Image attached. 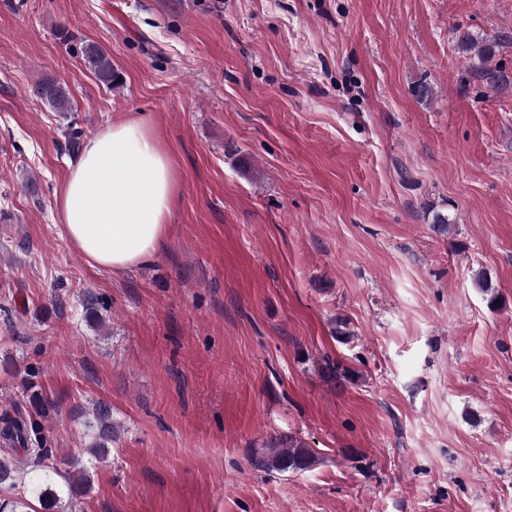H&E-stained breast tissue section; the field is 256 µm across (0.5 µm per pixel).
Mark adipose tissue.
Wrapping results in <instances>:
<instances>
[{
	"label": "adipose tissue",
	"mask_w": 512,
	"mask_h": 512,
	"mask_svg": "<svg viewBox=\"0 0 512 512\" xmlns=\"http://www.w3.org/2000/svg\"><path fill=\"white\" fill-rule=\"evenodd\" d=\"M175 198L169 155L148 124L129 117L85 141L56 207L63 234L88 264L123 273L157 253Z\"/></svg>",
	"instance_id": "adipose-tissue-1"
}]
</instances>
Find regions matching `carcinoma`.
I'll list each match as a JSON object with an SVG mask.
<instances>
[{
  "label": "carcinoma",
  "mask_w": 512,
  "mask_h": 512,
  "mask_svg": "<svg viewBox=\"0 0 512 512\" xmlns=\"http://www.w3.org/2000/svg\"><path fill=\"white\" fill-rule=\"evenodd\" d=\"M459 48L465 52H473L482 59L487 60L493 53L491 46L481 44L465 35L459 41ZM85 59L99 80L108 87L116 85L118 77L112 69V62L99 47L88 45L84 49ZM36 94L45 100L57 112L71 111V101L66 88L56 84L54 80H45L37 84ZM96 431L91 437L88 452L95 462H100L109 455V445L116 438L112 426V417L105 407L95 410ZM0 443L14 450L23 449L29 456L44 467L43 475L31 479L29 482L18 481L21 467L13 459L0 458V484H4L17 491V498L12 501V512H32L30 500L38 502L41 512H59L62 503V494L73 500L82 495L89 486L86 469L77 468L69 474L66 489H61L51 479V475L60 470V466L75 467L76 463L67 458L58 460L52 449L44 443L43 430L40 424L31 419L15 418L3 415L0 418ZM316 458L310 449L298 441L288 440L286 448H267L261 453L254 454L250 465L259 471L298 472L311 469Z\"/></svg>",
  "instance_id": "1"
}]
</instances>
